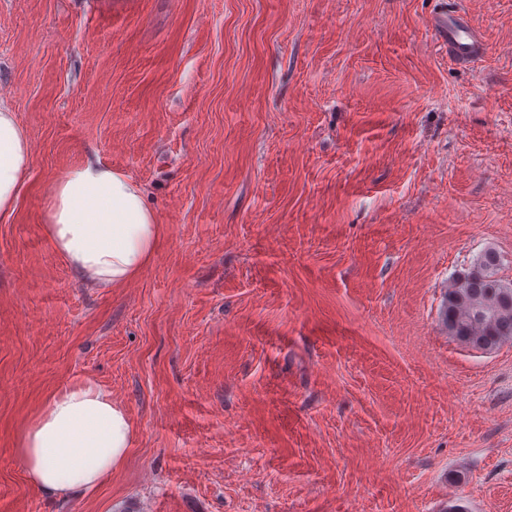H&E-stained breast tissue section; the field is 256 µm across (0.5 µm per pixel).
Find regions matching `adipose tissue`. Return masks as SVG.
Masks as SVG:
<instances>
[{
  "label": "adipose tissue",
  "instance_id": "ef3b65f1",
  "mask_svg": "<svg viewBox=\"0 0 512 512\" xmlns=\"http://www.w3.org/2000/svg\"><path fill=\"white\" fill-rule=\"evenodd\" d=\"M33 161L14 109L0 101V214L13 212ZM53 250L77 280L119 288L149 265L162 226L139 184L96 161L52 185L44 226ZM135 439L126 409L84 378L49 396L19 431L17 452L29 481L64 497L97 489L122 465Z\"/></svg>",
  "mask_w": 512,
  "mask_h": 512
}]
</instances>
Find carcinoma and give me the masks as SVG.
I'll return each mask as SVG.
<instances>
[{
    "mask_svg": "<svg viewBox=\"0 0 512 512\" xmlns=\"http://www.w3.org/2000/svg\"><path fill=\"white\" fill-rule=\"evenodd\" d=\"M499 255L487 248L444 291L441 323L461 344L483 352L512 340V284L496 277Z\"/></svg>",
    "mask_w": 512,
    "mask_h": 512,
    "instance_id": "carcinoma-1",
    "label": "carcinoma"
}]
</instances>
